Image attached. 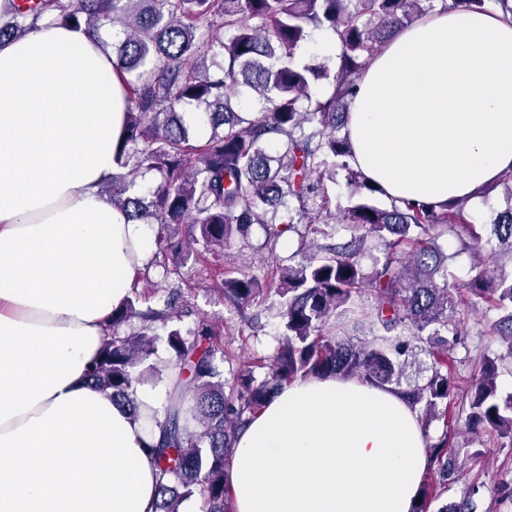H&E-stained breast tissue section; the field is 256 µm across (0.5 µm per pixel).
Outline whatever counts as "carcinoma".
I'll list each match as a JSON object with an SVG mask.
<instances>
[{"label":"carcinoma","instance_id":"obj_1","mask_svg":"<svg viewBox=\"0 0 512 512\" xmlns=\"http://www.w3.org/2000/svg\"><path fill=\"white\" fill-rule=\"evenodd\" d=\"M437 1L444 9L463 4L512 15V0H35L25 9L13 2L14 19L0 26V40L25 36L43 17L91 31L105 23L119 28L112 52L127 107L123 136L113 148L116 172L105 192L131 221L152 228L158 252L185 266L194 256L190 243L213 254L237 241L245 247L257 224L264 231L261 248L274 260L266 274L246 266L228 271L218 288L240 309L270 291L279 297L282 339L261 380L239 368L226 382L214 325L203 315L193 331H183L173 294L154 303L136 294L112 314L89 373L92 387L136 415L137 391L154 370L150 360L159 346L180 369L181 390L153 415L156 512H181L182 502L194 496L202 512H232L226 474L238 435L283 384L297 379L357 376L399 386L408 358L429 347L430 376L401 393L422 410L423 423L447 418L456 381L444 332L460 308L478 300L507 311L492 330L508 355L484 358L465 395V425L474 435L495 431L512 445V394L503 397L498 389L499 370L512 356V206L490 225L496 244L489 256L479 238L466 244L474 275L450 284L448 255L438 239L451 232L462 241L470 233L466 203L375 206L376 188L351 163L347 137L336 135L371 60ZM202 21L208 28L199 36ZM318 30L340 40L334 70L295 60ZM320 81L331 92L314 98L312 87ZM241 86L258 96V108L233 110ZM306 124L315 131L305 133ZM341 172L347 205L332 209L328 184ZM147 174L153 180L144 191L137 178ZM179 224L187 225L183 238L171 231ZM300 224L325 239L328 227L349 238L320 244L303 235V261L287 265L278 243ZM369 238L384 252L368 271ZM366 290L376 296L368 319L382 333L368 342L327 333L336 311ZM133 318L140 329L119 333ZM446 443L445 436L428 443L432 477L413 512H474V487L433 508L456 471Z\"/></svg>","mask_w":512,"mask_h":512}]
</instances>
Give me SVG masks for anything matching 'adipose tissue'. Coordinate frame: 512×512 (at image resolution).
<instances>
[{
    "label": "adipose tissue",
    "mask_w": 512,
    "mask_h": 512,
    "mask_svg": "<svg viewBox=\"0 0 512 512\" xmlns=\"http://www.w3.org/2000/svg\"><path fill=\"white\" fill-rule=\"evenodd\" d=\"M99 34L0 41V512H155L147 451L162 389L131 416L89 369L154 249L102 191L124 99ZM344 133L387 200L473 202L512 171V18L458 5L393 37ZM417 408L360 378L287 383L240 435L234 512H412L427 469Z\"/></svg>",
    "instance_id": "1"
}]
</instances>
